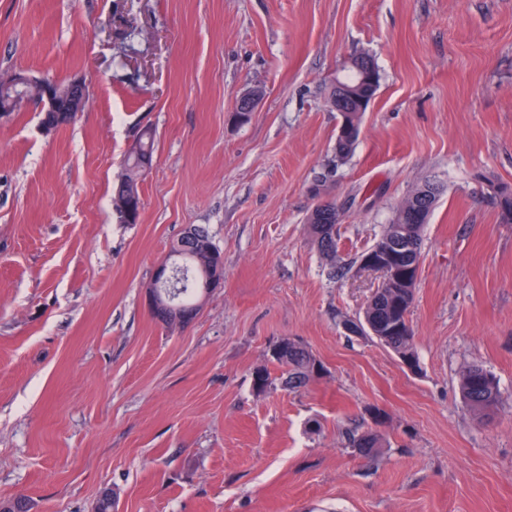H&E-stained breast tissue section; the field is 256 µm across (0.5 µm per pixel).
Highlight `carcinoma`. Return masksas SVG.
<instances>
[{
	"mask_svg": "<svg viewBox=\"0 0 512 512\" xmlns=\"http://www.w3.org/2000/svg\"><path fill=\"white\" fill-rule=\"evenodd\" d=\"M74 121L64 112H48L43 115L42 126L53 132ZM360 131L342 139L336 138L334 163H345L354 153ZM142 170L139 157L127 154L125 173L115 188L117 193H128L135 197V206L131 223L138 222L142 210L139 183ZM430 216L414 221L409 213L395 211L390 223L385 225L379 238L363 254H373L378 259H391L401 268H409L421 256L425 225ZM307 224L313 244L320 255L329 261L330 275L339 277L344 274L345 266L336 264L338 239L336 218L323 216V211L313 209ZM170 253L185 254L184 275L177 288L173 289L176 304L181 307L177 320L185 324L192 320L199 305L196 304L200 289L194 287L193 279L213 277L224 278V261L220 248L215 244L206 228L192 226L185 229L173 242ZM417 277L411 276L405 282H396L385 288H378L367 301L362 314L356 317L361 325L371 327L370 337L391 350L399 359L414 365L418 362L414 333L409 321L410 308L414 301ZM268 361L284 368L283 386L295 390L307 386L324 373V366L306 345L294 338H283L272 345L267 352ZM252 385L256 394L267 391L271 385L270 372L265 366H259L252 372ZM461 396L467 408L475 416L488 419L501 402V390L497 377L481 365L467 367L459 378ZM347 439L357 454L373 460L384 447V441L378 432H358L349 430Z\"/></svg>",
	"mask_w": 512,
	"mask_h": 512,
	"instance_id": "obj_1",
	"label": "carcinoma"
}]
</instances>
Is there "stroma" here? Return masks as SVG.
Masks as SVG:
<instances>
[{
    "label": "stroma",
    "mask_w": 512,
    "mask_h": 512,
    "mask_svg": "<svg viewBox=\"0 0 512 512\" xmlns=\"http://www.w3.org/2000/svg\"><path fill=\"white\" fill-rule=\"evenodd\" d=\"M370 54L379 87L328 197L337 258L312 244L316 176L334 156L327 98ZM83 79L75 121L38 99L0 118V499L30 512H512V0H0V72ZM262 91L250 121L237 97ZM155 135L135 224L113 189ZM409 320L419 366L347 334L380 277L353 259L421 182ZM206 227L224 281L185 325L148 289L185 228ZM323 363L297 391L252 388L277 340ZM498 379L477 421L458 391ZM383 434L381 456L349 448ZM461 396L475 416L488 419L501 402L497 377L481 365H470L459 378ZM347 439L353 452L370 460H374L384 447L383 437L376 431L359 433L355 429H349Z\"/></svg>",
    "instance_id": "35a3bbf8"
}]
</instances>
